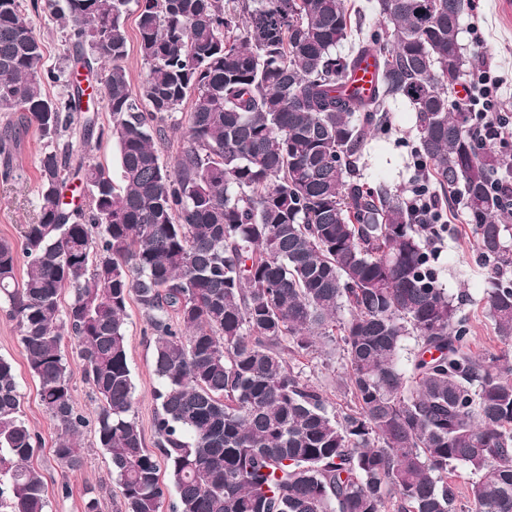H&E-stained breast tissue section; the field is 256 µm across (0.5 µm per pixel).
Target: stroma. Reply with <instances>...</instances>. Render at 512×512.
I'll return each instance as SVG.
<instances>
[{"instance_id": "stroma-1", "label": "stroma", "mask_w": 512, "mask_h": 512, "mask_svg": "<svg viewBox=\"0 0 512 512\" xmlns=\"http://www.w3.org/2000/svg\"><path fill=\"white\" fill-rule=\"evenodd\" d=\"M33 22L44 45V65L70 74L75 65V51L67 41L58 21L50 15H34ZM459 39L468 50L478 52L481 60L495 65L503 77L501 93L506 107H512V21L499 10V0H469L460 19ZM393 126L389 135L374 139L366 148L365 180L386 179L390 187L407 191L414 169L410 151L414 143V114L408 105L392 106ZM44 142L36 130H28L12 147L16 166L13 182L0 183V238L19 241L22 225L31 223L38 206L37 160ZM450 232L441 245L444 264L441 278L449 293L466 294L465 309L473 317L475 347L491 353L499 352L490 321L484 316L481 298L487 287V268L475 247V232L467 224L462 207L448 210ZM0 301V356L11 360L21 395L24 418L42 442L33 459L48 489L47 512H83L84 492L92 486L100 491L101 512H121L122 499L112 478V466L104 451L98 448L92 428H84L82 468L61 473L51 456L58 429L45 413L38 396V384L32 376L19 343V330ZM128 363L135 385L134 417L145 440L154 435L153 418L157 403L153 391L160 380L154 367V335L146 313L138 304H130L126 320Z\"/></svg>"}]
</instances>
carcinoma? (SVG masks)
Returning <instances> with one entry per match:
<instances>
[{
    "label": "carcinoma",
    "instance_id": "1",
    "mask_svg": "<svg viewBox=\"0 0 512 512\" xmlns=\"http://www.w3.org/2000/svg\"><path fill=\"white\" fill-rule=\"evenodd\" d=\"M132 1L136 94L123 65ZM465 8L375 0L382 27L365 34L348 0H33L62 22L76 63H109L99 125L80 84L46 94L61 75L21 0H0V112L47 142L22 251L0 240V297L60 430L62 472L83 466L91 425L125 512H162L163 466L170 512H457L459 465L478 476L466 512H512V200L491 188L512 163L476 146L456 96L477 72L459 42ZM370 54L378 87L365 99L346 88ZM398 100L414 112L415 177L475 226L499 355L473 350L472 317L441 282L448 225L363 180V149L391 130ZM82 112L83 143L115 145L120 184L57 143ZM180 128L169 166L155 141ZM71 177L88 208L64 201ZM132 300L154 332L152 450L132 415ZM66 341L97 396L91 420L75 407ZM327 341L350 395L339 409L294 363ZM36 451L0 357V512H46Z\"/></svg>",
    "mask_w": 512,
    "mask_h": 512
}]
</instances>
